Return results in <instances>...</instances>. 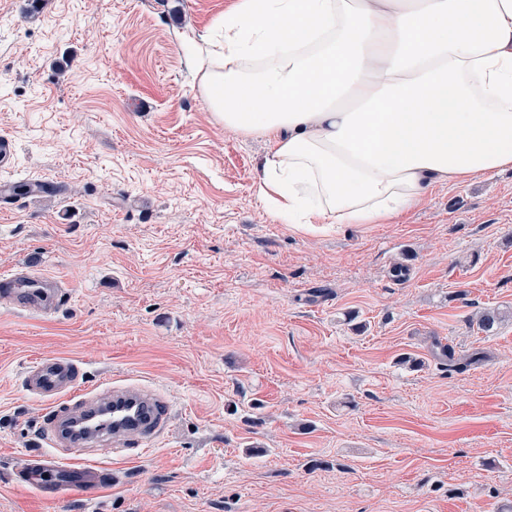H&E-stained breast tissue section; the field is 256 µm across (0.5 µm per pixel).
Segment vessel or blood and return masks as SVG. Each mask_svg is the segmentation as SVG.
Here are the masks:
<instances>
[{
	"instance_id": "b4317fda",
	"label": "vessel or blood",
	"mask_w": 512,
	"mask_h": 512,
	"mask_svg": "<svg viewBox=\"0 0 512 512\" xmlns=\"http://www.w3.org/2000/svg\"><path fill=\"white\" fill-rule=\"evenodd\" d=\"M71 296L59 278L31 266L0 274V304L18 312L49 316ZM82 377L81 367L67 357L39 358L27 366L25 386L45 402L42 450L22 461L16 485L58 498L76 489L105 492L112 485V468L81 462L84 449L102 443L142 446L166 426L171 408L161 394L133 383H116L92 394L82 388Z\"/></svg>"
}]
</instances>
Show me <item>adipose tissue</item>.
Instances as JSON below:
<instances>
[{"instance_id": "obj_1", "label": "adipose tissue", "mask_w": 512, "mask_h": 512, "mask_svg": "<svg viewBox=\"0 0 512 512\" xmlns=\"http://www.w3.org/2000/svg\"><path fill=\"white\" fill-rule=\"evenodd\" d=\"M197 72L269 139L257 195L293 224H382L512 168V0H240Z\"/></svg>"}]
</instances>
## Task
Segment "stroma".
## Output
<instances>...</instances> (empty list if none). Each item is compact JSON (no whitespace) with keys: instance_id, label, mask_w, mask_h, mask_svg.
I'll return each mask as SVG.
<instances>
[{"instance_id":"1","label":"stroma","mask_w":512,"mask_h":512,"mask_svg":"<svg viewBox=\"0 0 512 512\" xmlns=\"http://www.w3.org/2000/svg\"><path fill=\"white\" fill-rule=\"evenodd\" d=\"M237 0H0V272L60 277L51 319L0 305V512H503L512 504V170L391 224H288L267 138L209 110L193 44ZM498 312L494 332L479 329ZM455 353L442 356V348ZM172 414L97 498L9 474L37 447L40 357Z\"/></svg>"}]
</instances>
